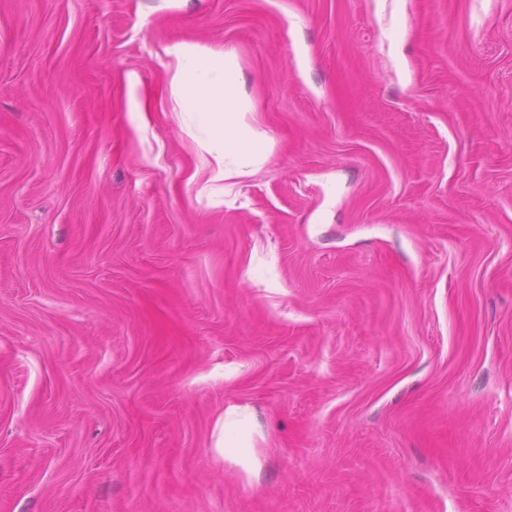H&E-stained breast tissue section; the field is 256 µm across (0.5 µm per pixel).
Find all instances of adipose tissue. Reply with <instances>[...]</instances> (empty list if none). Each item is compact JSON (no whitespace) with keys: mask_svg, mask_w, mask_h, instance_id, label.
I'll list each match as a JSON object with an SVG mask.
<instances>
[{"mask_svg":"<svg viewBox=\"0 0 512 512\" xmlns=\"http://www.w3.org/2000/svg\"><path fill=\"white\" fill-rule=\"evenodd\" d=\"M169 53L175 59L171 88L182 124L206 154L212 181H230L262 165L270 143L247 120L251 105L234 58L188 43L172 46Z\"/></svg>","mask_w":512,"mask_h":512,"instance_id":"adipose-tissue-1","label":"adipose tissue"}]
</instances>
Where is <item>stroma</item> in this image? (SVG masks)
Wrapping results in <instances>:
<instances>
[{
  "label": "stroma",
  "instance_id": "stroma-1",
  "mask_svg": "<svg viewBox=\"0 0 512 512\" xmlns=\"http://www.w3.org/2000/svg\"><path fill=\"white\" fill-rule=\"evenodd\" d=\"M0 512H512V0H0ZM175 59L172 93L188 129L212 169L210 181H230L262 165L270 149L265 132L250 124L251 110L241 91L237 64L228 55H214L180 43L169 49Z\"/></svg>",
  "mask_w": 512,
  "mask_h": 512
}]
</instances>
